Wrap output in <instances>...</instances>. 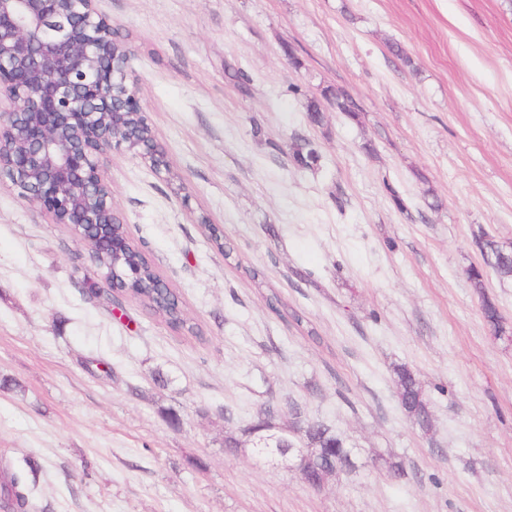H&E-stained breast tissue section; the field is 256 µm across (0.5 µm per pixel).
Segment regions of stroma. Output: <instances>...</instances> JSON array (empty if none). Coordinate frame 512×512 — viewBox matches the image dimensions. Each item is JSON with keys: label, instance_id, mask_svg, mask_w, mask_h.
<instances>
[{"label": "stroma", "instance_id": "stroma-1", "mask_svg": "<svg viewBox=\"0 0 512 512\" xmlns=\"http://www.w3.org/2000/svg\"><path fill=\"white\" fill-rule=\"evenodd\" d=\"M97 8L169 165L113 149L112 200L199 333L89 298L86 246L0 178V456L39 462L34 512H512V280L468 278L479 235L512 245V0ZM327 88L355 118L307 121ZM298 138L318 168L295 166ZM397 364L430 429L400 408ZM268 405L344 435L354 469L313 488L228 453ZM393 373L401 409L419 427L428 428L430 426L429 403L415 375L404 364L394 367Z\"/></svg>", "mask_w": 512, "mask_h": 512}]
</instances>
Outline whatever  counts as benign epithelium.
I'll use <instances>...</instances> for the list:
<instances>
[{
    "instance_id": "obj_1",
    "label": "benign epithelium",
    "mask_w": 512,
    "mask_h": 512,
    "mask_svg": "<svg viewBox=\"0 0 512 512\" xmlns=\"http://www.w3.org/2000/svg\"><path fill=\"white\" fill-rule=\"evenodd\" d=\"M131 50L96 0H0V173L54 223L98 226L117 250L104 158L114 148L166 169L155 137L127 126L145 114L128 63Z\"/></svg>"
}]
</instances>
